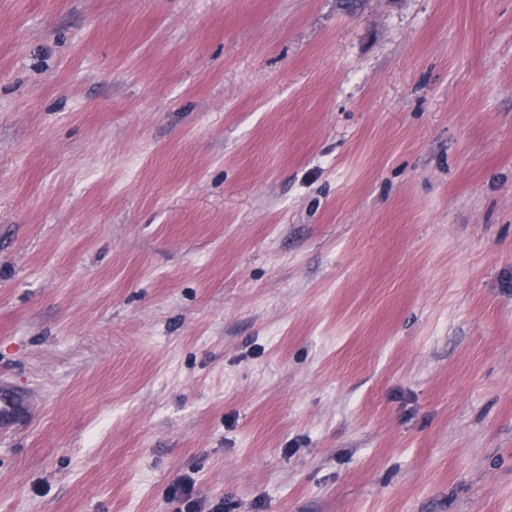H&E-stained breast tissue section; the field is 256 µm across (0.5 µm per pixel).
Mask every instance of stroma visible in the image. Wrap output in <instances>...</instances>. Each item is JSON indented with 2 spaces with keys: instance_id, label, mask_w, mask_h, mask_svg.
<instances>
[{
  "instance_id": "stroma-1",
  "label": "stroma",
  "mask_w": 512,
  "mask_h": 512,
  "mask_svg": "<svg viewBox=\"0 0 512 512\" xmlns=\"http://www.w3.org/2000/svg\"><path fill=\"white\" fill-rule=\"evenodd\" d=\"M0 512H512V0H0ZM35 412L30 395L0 381V436L28 423Z\"/></svg>"
}]
</instances>
